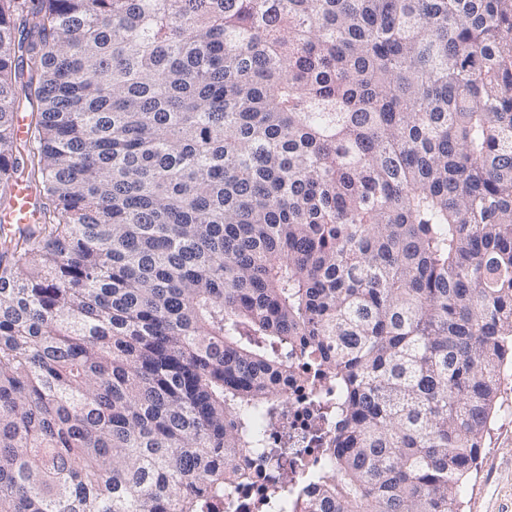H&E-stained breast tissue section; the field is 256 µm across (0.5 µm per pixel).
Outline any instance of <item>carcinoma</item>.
Instances as JSON below:
<instances>
[{
	"label": "carcinoma",
	"mask_w": 512,
	"mask_h": 512,
	"mask_svg": "<svg viewBox=\"0 0 512 512\" xmlns=\"http://www.w3.org/2000/svg\"><path fill=\"white\" fill-rule=\"evenodd\" d=\"M20 181L0 512H205L296 348L333 452L269 486L460 512L512 362V0H0ZM16 205L13 211L6 215L0 214V220L5 224H30L35 218L36 201L31 191L23 184H17L13 189Z\"/></svg>",
	"instance_id": "1"
}]
</instances>
